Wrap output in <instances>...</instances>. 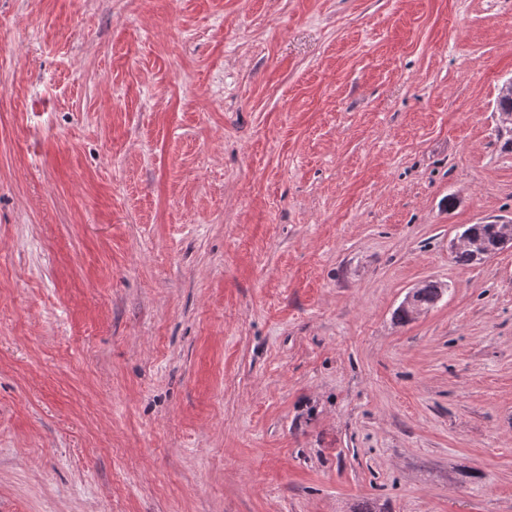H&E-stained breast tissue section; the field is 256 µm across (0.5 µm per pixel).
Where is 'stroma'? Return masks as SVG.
I'll list each match as a JSON object with an SVG mask.
<instances>
[{
    "instance_id": "stroma-1",
    "label": "stroma",
    "mask_w": 512,
    "mask_h": 512,
    "mask_svg": "<svg viewBox=\"0 0 512 512\" xmlns=\"http://www.w3.org/2000/svg\"><path fill=\"white\" fill-rule=\"evenodd\" d=\"M510 79L512 0H0V512H512ZM462 234H469L478 243L476 247L471 249L455 250V261L463 265L496 254L504 247H511L512 243H506L502 240L503 234L496 221L487 224H471L465 228Z\"/></svg>"
}]
</instances>
